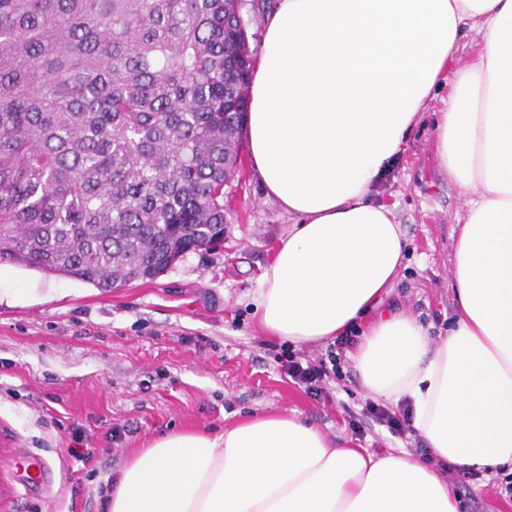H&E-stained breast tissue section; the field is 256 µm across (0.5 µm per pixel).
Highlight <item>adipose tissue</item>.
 <instances>
[{
  "label": "adipose tissue",
  "mask_w": 512,
  "mask_h": 512,
  "mask_svg": "<svg viewBox=\"0 0 512 512\" xmlns=\"http://www.w3.org/2000/svg\"><path fill=\"white\" fill-rule=\"evenodd\" d=\"M474 50L463 66V44ZM439 166L466 195L451 259L456 320L433 341L377 313L405 233L373 187L440 90ZM265 194L292 224L252 298L262 331L327 341L367 319L351 354L363 389L407 403L432 461L328 439L296 414L134 454L105 512H459L436 462L512 472V0H276L248 95Z\"/></svg>",
  "instance_id": "adipose-tissue-1"
}]
</instances>
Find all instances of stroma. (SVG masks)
I'll use <instances>...</instances> for the list:
<instances>
[{"instance_id": "35a3bbf8", "label": "stroma", "mask_w": 512, "mask_h": 512, "mask_svg": "<svg viewBox=\"0 0 512 512\" xmlns=\"http://www.w3.org/2000/svg\"><path fill=\"white\" fill-rule=\"evenodd\" d=\"M433 100L375 199L393 206L405 260L384 305L410 311L432 340L454 318L451 256L466 198L435 157ZM224 187V244L188 254L151 280L112 292L0 266V512H103L107 483L130 456L173 431L220 432L251 415L296 412L329 439L375 453L420 455L424 440L366 414L348 356L313 397L283 353L328 360L330 343L263 335L251 297L290 220L268 198L247 147ZM100 455L67 453L74 429ZM492 475L457 486L461 512H512Z\"/></svg>"}]
</instances>
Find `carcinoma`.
Wrapping results in <instances>:
<instances>
[{"instance_id":"1","label":"carcinoma","mask_w":512,"mask_h":512,"mask_svg":"<svg viewBox=\"0 0 512 512\" xmlns=\"http://www.w3.org/2000/svg\"><path fill=\"white\" fill-rule=\"evenodd\" d=\"M243 0H0V263L103 292L224 240Z\"/></svg>"}]
</instances>
